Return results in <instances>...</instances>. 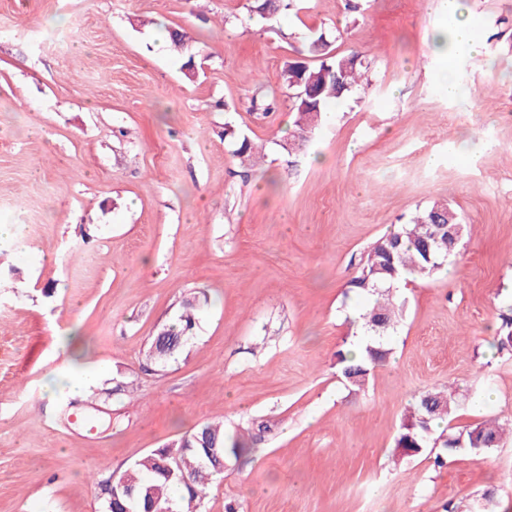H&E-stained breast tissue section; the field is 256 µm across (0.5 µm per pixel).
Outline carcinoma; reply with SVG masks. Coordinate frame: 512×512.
Masks as SVG:
<instances>
[{
	"label": "carcinoma",
	"mask_w": 512,
	"mask_h": 512,
	"mask_svg": "<svg viewBox=\"0 0 512 512\" xmlns=\"http://www.w3.org/2000/svg\"><path fill=\"white\" fill-rule=\"evenodd\" d=\"M308 52L317 58L313 65L288 62L283 71L284 82L294 91L293 110L298 114L297 139L288 142L285 150L301 148L308 127L307 109L302 106L308 97L307 89L315 93L319 110L327 111V104L340 99L358 85L363 63L356 56L332 53L327 44L311 40ZM300 68L304 83H292L294 67ZM224 137L235 142L234 155L240 163L251 167L256 163L254 143L240 136L231 126L224 127ZM460 223L458 212L446 205H434L419 212L409 224L377 238L366 251L362 263L349 281L351 290L367 295L370 304L361 314L363 346L361 351L338 354L341 375L352 386L362 388L371 370L383 364L390 354L384 339L394 330L399 312L392 301L393 290L408 277H431L445 264L448 256L446 238L448 225ZM200 299L195 297L183 304L178 322L157 330L146 352L147 360L166 364L191 339L196 324ZM455 397L445 390L423 393L416 406L404 415L395 448H425L432 439L434 425L453 414ZM512 432V422H482L448 435L442 447L452 452L467 448L478 454L498 445L505 432ZM221 453L224 462L238 459L246 452L243 441L224 434V425L204 422L190 433L182 435L170 445L155 448L118 475H111L104 483L109 492L102 504V512H198L206 495L209 479L222 472L209 458L211 449ZM178 455L174 471L162 467L163 456Z\"/></svg>",
	"instance_id": "obj_1"
}]
</instances>
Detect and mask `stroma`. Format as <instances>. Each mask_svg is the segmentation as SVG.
<instances>
[{
	"label": "stroma",
	"instance_id": "35a3bbf8",
	"mask_svg": "<svg viewBox=\"0 0 512 512\" xmlns=\"http://www.w3.org/2000/svg\"><path fill=\"white\" fill-rule=\"evenodd\" d=\"M252 3L0 0V225L29 245L0 242V512H101L105 478L206 421L248 451L201 512H512L511 436L479 456L395 448L433 388L457 394L441 431L512 419V0H461L478 50L458 53L453 99L447 0H296L266 23ZM319 34L369 82L289 152L282 70ZM436 203L466 226L458 261L394 290L392 355L356 389L337 355L368 301L348 282ZM195 292L191 340L150 364ZM73 329L99 375L82 400L63 386ZM442 47V66L440 77L449 97H455L457 86L454 79L456 51L461 48L474 49L470 28L464 24L453 23L449 33L444 30L439 39ZM449 43V47H448ZM224 138H229L235 142L236 149L234 155L238 157L243 166L251 167L256 163V147L247 137H241L231 126H225Z\"/></svg>",
	"mask_w": 512,
	"mask_h": 512
}]
</instances>
